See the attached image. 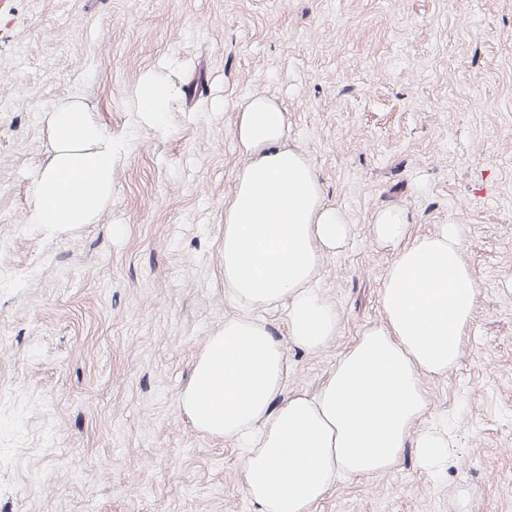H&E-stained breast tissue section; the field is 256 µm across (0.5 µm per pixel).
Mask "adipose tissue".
Returning a JSON list of instances; mask_svg holds the SVG:
<instances>
[{
    "label": "adipose tissue",
    "mask_w": 512,
    "mask_h": 512,
    "mask_svg": "<svg viewBox=\"0 0 512 512\" xmlns=\"http://www.w3.org/2000/svg\"><path fill=\"white\" fill-rule=\"evenodd\" d=\"M174 90L146 74L137 98L159 121ZM287 114L261 96L237 112L246 162L224 201V293L249 309L287 306V336L247 313L224 325L194 362L180 396L194 425L238 444L244 491L259 512H311L338 481L395 467L408 446L431 466L442 436L416 432L427 376L457 366L480 293L453 227L414 234L399 208L378 211L371 236L395 258L382 281L383 321L363 332L311 395L285 390L288 348L315 352L336 335L334 308L312 286L325 251L346 238L316 170L284 142ZM50 155L30 188L27 221L45 230L89 224L112 197V137L79 103L49 112Z\"/></svg>",
    "instance_id": "1"
}]
</instances>
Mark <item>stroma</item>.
Listing matches in <instances>:
<instances>
[{
    "label": "stroma",
    "mask_w": 512,
    "mask_h": 512,
    "mask_svg": "<svg viewBox=\"0 0 512 512\" xmlns=\"http://www.w3.org/2000/svg\"><path fill=\"white\" fill-rule=\"evenodd\" d=\"M150 73L177 95L142 121ZM288 114L285 139L349 226L314 282L335 338L289 347L311 393L383 320L394 253L370 233L455 225L480 283L465 355L424 380L429 470L343 480L312 512H512V0H0V512H257L241 450L179 406L224 296V200L244 159L239 105ZM72 102L112 134V198L90 224L28 223Z\"/></svg>",
    "instance_id": "obj_1"
}]
</instances>
